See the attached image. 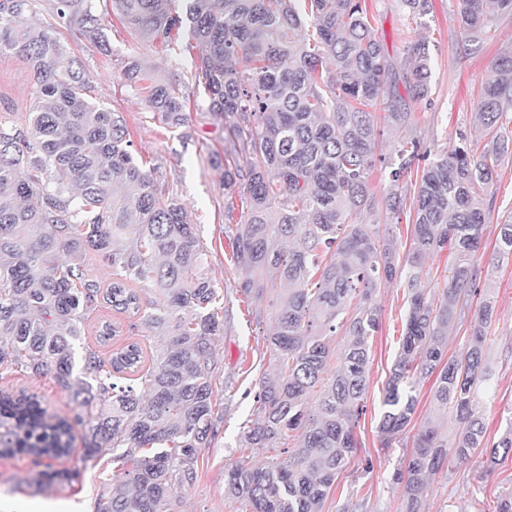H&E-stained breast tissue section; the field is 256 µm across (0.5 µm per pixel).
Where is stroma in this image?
<instances>
[{
    "mask_svg": "<svg viewBox=\"0 0 512 512\" xmlns=\"http://www.w3.org/2000/svg\"><path fill=\"white\" fill-rule=\"evenodd\" d=\"M368 14L376 19L375 34L394 59L406 56L409 47L426 42L431 57L430 96L411 102V135L436 149L459 142L460 133L475 131L479 93L492 76V59L512 47V27L488 28L478 41L462 45L458 27V0H431L423 26L407 17L400 0H365ZM62 43L80 58L90 85V96L101 108L122 113L129 127L134 153L150 158L155 176L185 207L207 249V273L223 288L231 321L215 341L217 378L215 398L220 420L211 447L203 449L197 463V479L175 493L172 512H243L241 503L224 493V469L239 459L237 438L253 410L256 384L270 369L265 337L268 324L248 319L254 301L236 291L238 275L229 265V241L224 235V170L234 167L225 156L228 135L223 124L208 113L189 108L186 124L170 128L152 118L145 97L128 86L121 63L135 56L150 71L170 80L191 67L189 55L172 54L162 45L135 40L128 34H110L109 52L77 46L70 34ZM36 103L30 70L10 53H0V117L24 121ZM495 202L483 227L486 247H493L498 222L512 216V158L498 170ZM483 274L492 285L495 314L489 329L490 358L495 374L492 389L482 404L488 439H498L512 426V258L482 257ZM381 328L372 341L369 386L363 414L355 432L362 442L348 469L339 475L323 512H404L402 488L392 481L405 468L408 451L401 445L381 447L376 427L382 412L385 384L395 363L406 315L403 290L396 283L381 285L375 293ZM110 322L117 334L103 346L109 354L135 343L151 353L156 340L143 325H131L126 315L108 305L94 310L85 326L87 343H94L101 322ZM0 390L36 394L48 413L73 415L75 405L52 375L31 377L21 373L0 375ZM69 456L55 461V468L80 469L70 485L40 482L43 465L27 455L0 458V512H91L105 483L119 475L110 457L93 465L82 461V430H73ZM512 490V457L488 466L481 455L460 462L444 460L423 494L424 512H495L500 493Z\"/></svg>",
    "mask_w": 512,
    "mask_h": 512,
    "instance_id": "1",
    "label": "stroma"
}]
</instances>
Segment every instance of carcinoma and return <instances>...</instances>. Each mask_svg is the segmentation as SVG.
<instances>
[{
    "mask_svg": "<svg viewBox=\"0 0 512 512\" xmlns=\"http://www.w3.org/2000/svg\"><path fill=\"white\" fill-rule=\"evenodd\" d=\"M33 2L0 0V51L26 61L38 99L26 123L0 120V370L53 375L78 412L49 416L34 395L0 394V457L62 459L77 424L84 462L110 454L125 467L93 512H170L216 435L214 341L227 309L205 273L206 249L182 204L131 151L125 119L90 100L81 62L56 37L59 26L106 52L107 15L134 38L172 48L184 36L197 49L185 80L161 83L136 59L123 75L171 128L187 121L189 86L229 127L227 151L239 162L224 171V190L242 187L246 208L224 228L230 261L239 292L278 301L267 336L273 368L238 442L277 448L300 430L301 444L282 460L235 461L224 493L247 512H323L361 446L355 427L379 330L374 295L395 280L407 311L377 425L381 447L401 442L418 373L436 374L435 415L451 410L459 421L449 443L432 418L413 440L406 468L393 475L406 512H422L442 456L479 451L492 465L512 456V426L490 442L479 400L492 375L493 317L479 251L496 169L512 155V49L495 57L494 78L481 88V151L463 134L454 148L433 151L404 135L409 102L431 93L426 42L410 46L403 64L391 59L364 0H52L48 29L28 24ZM401 2L416 24L429 13L430 0ZM458 22L464 44L489 26H511L512 0H459ZM383 124L396 137L392 155L380 148ZM376 169L388 183L380 198L370 182ZM406 212L412 242L402 256L380 224ZM447 247L456 262L438 293L423 258ZM89 250L112 269L105 289L83 265ZM493 252L512 257V220L500 225ZM101 301L159 338L148 368L135 343L107 357L84 347L76 367L86 316ZM464 322L467 350L448 359V328Z\"/></svg>",
    "mask_w": 512,
    "mask_h": 512,
    "instance_id": "carcinoma-1",
    "label": "carcinoma"
}]
</instances>
